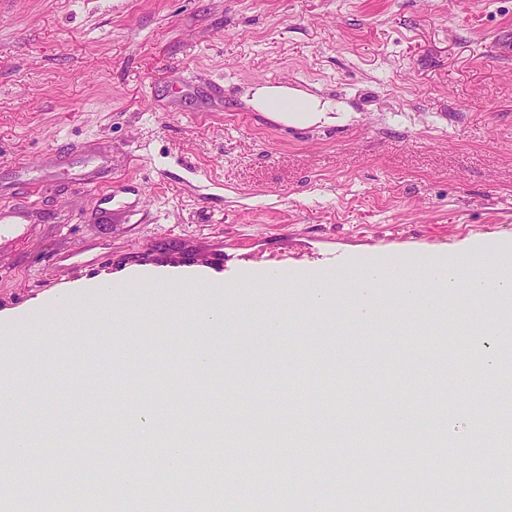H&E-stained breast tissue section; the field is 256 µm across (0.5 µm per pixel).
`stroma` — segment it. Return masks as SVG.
I'll list each match as a JSON object with an SVG mask.
<instances>
[{
	"mask_svg": "<svg viewBox=\"0 0 512 512\" xmlns=\"http://www.w3.org/2000/svg\"><path fill=\"white\" fill-rule=\"evenodd\" d=\"M511 34L512 0H0V207L33 212L32 223L0 225V307L112 277V305L98 316L66 320L50 304L29 315L55 332L56 371L50 380L29 372L6 431L43 440L41 499L83 455L57 422H84L70 398L81 373L98 353L129 356L113 334L120 308L163 325L147 357L155 381L175 370L185 379L135 450L121 441L123 424L154 391L132 376L87 391L112 438L100 454L104 486L131 454L164 453L181 419L232 414L261 429L259 476L293 493L296 512H352L356 500L369 512L412 500L418 512H465L468 496H416L403 472L436 463L423 433L434 402L449 440L500 429L469 401L512 403L492 325L512 315V294L433 288L401 324V294L370 282L385 258L416 277L435 251L473 237L512 251ZM285 83L350 112L297 127L248 105L250 87ZM281 255L308 264L306 279L332 283L340 322H386L393 340L359 342L339 364L300 347L321 311L291 281L269 288L252 275ZM148 270L202 273L226 288L219 298L173 286L160 315L147 284L130 280ZM219 299L240 326L223 339V363L198 372L177 329ZM443 309L472 327L458 347L485 348L465 387L434 374L430 349L417 346ZM268 311L295 335L264 334ZM478 311L485 321L474 322ZM291 358L297 366L284 373ZM381 465L386 501L371 477ZM326 478L337 496L321 494Z\"/></svg>",
	"mask_w": 512,
	"mask_h": 512,
	"instance_id": "stroma-1",
	"label": "stroma"
}]
</instances>
